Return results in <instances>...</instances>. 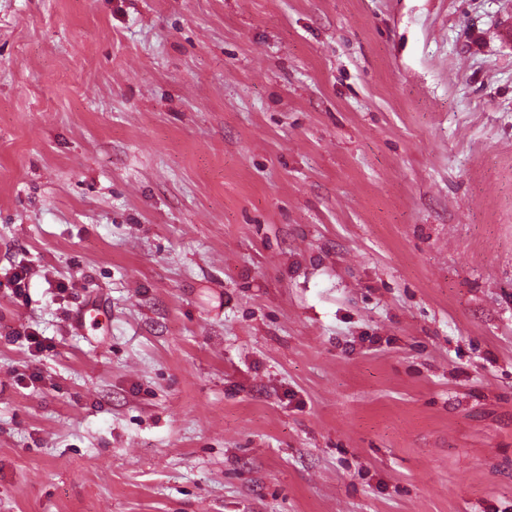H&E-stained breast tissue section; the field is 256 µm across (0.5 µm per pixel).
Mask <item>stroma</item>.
<instances>
[{
	"instance_id": "obj_1",
	"label": "stroma",
	"mask_w": 512,
	"mask_h": 512,
	"mask_svg": "<svg viewBox=\"0 0 512 512\" xmlns=\"http://www.w3.org/2000/svg\"><path fill=\"white\" fill-rule=\"evenodd\" d=\"M510 24L0 0V512H512ZM101 307L98 301L91 300L84 303L78 308L71 319V325L77 334H85L87 332V325L96 322L101 315ZM91 319V320H90Z\"/></svg>"
}]
</instances>
